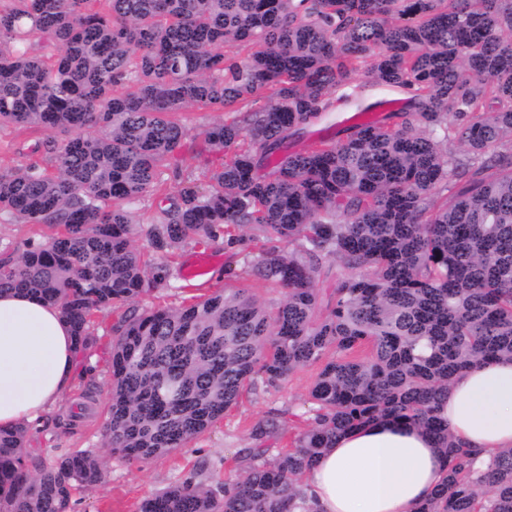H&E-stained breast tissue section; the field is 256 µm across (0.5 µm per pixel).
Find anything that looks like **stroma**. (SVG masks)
<instances>
[{
	"instance_id": "stroma-1",
	"label": "stroma",
	"mask_w": 512,
	"mask_h": 512,
	"mask_svg": "<svg viewBox=\"0 0 512 512\" xmlns=\"http://www.w3.org/2000/svg\"><path fill=\"white\" fill-rule=\"evenodd\" d=\"M46 137V132L35 126L0 129V172L42 162V154L34 152L33 146ZM258 248V242L253 241L247 229L240 231L232 244L226 237H218L205 250L219 256V263L191 284L184 269L203 249L187 245L180 252L167 287L140 296L135 305L142 311L159 304L178 305L185 297L208 295L226 286L251 289L267 305H274L281 296L280 288L266 281L249 263ZM115 319L111 310L99 313L92 345L86 352L95 361V389H88V382L79 381L47 421L29 431L27 445L43 460H52L65 452L101 448L100 433L110 398V350ZM319 371V365L313 364L294 371L279 386H258L185 448L144 463L106 456L102 481L75 491L72 512H136L142 499L183 477L195 463L213 465L222 476L229 477L243 469L244 449L261 446L278 452L289 447L294 436L311 422L308 392ZM274 414L279 417L277 429L255 437L253 427Z\"/></svg>"
}]
</instances>
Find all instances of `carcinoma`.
<instances>
[{"instance_id":"obj_1","label":"carcinoma","mask_w":512,"mask_h":512,"mask_svg":"<svg viewBox=\"0 0 512 512\" xmlns=\"http://www.w3.org/2000/svg\"><path fill=\"white\" fill-rule=\"evenodd\" d=\"M35 35L48 53L28 51ZM359 74L411 91L401 122L347 125L341 141L286 153L332 101L354 98L331 94ZM192 107L230 113L200 132L222 162L134 219L130 204L180 176L189 131L171 114ZM9 125L48 132L33 151L55 165L1 173L0 216L64 231L3 253L0 293L54 306L79 353L98 312L167 286L185 244L246 227L289 245L255 260L284 289L272 307L222 288L128 309L112 326L101 436L128 461L186 447L257 381L274 387L325 360L294 448L271 461L249 449L247 469L214 489L196 468L137 512H311L305 477L321 454L385 418L425 430L449 460L419 512H512V448L476 470L439 415L459 372L512 358V0H11L0 8ZM138 238L165 261L144 257ZM363 345L370 355L352 356ZM27 434L0 429V512H70L103 460L84 450L46 463Z\"/></svg>"}]
</instances>
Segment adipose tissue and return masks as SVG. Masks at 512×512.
I'll return each instance as SVG.
<instances>
[{"label":"adipose tissue","instance_id":"ef3b65f1","mask_svg":"<svg viewBox=\"0 0 512 512\" xmlns=\"http://www.w3.org/2000/svg\"><path fill=\"white\" fill-rule=\"evenodd\" d=\"M82 372L74 337L56 308L0 294V428L40 425ZM442 411L449 433L475 452L477 462L512 448V360L461 371ZM443 471L430 435L385 421L338 437L305 484L317 512H417Z\"/></svg>","mask_w":512,"mask_h":512}]
</instances>
